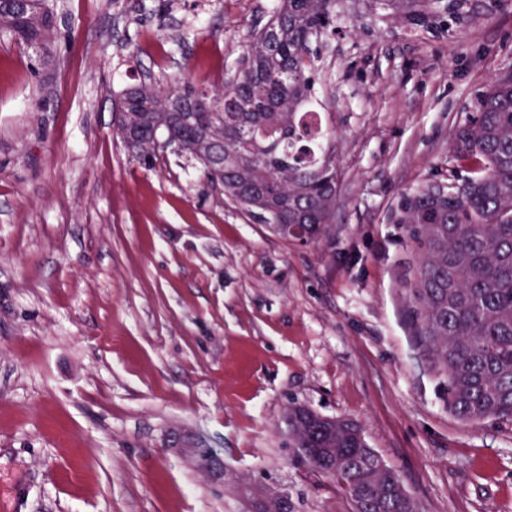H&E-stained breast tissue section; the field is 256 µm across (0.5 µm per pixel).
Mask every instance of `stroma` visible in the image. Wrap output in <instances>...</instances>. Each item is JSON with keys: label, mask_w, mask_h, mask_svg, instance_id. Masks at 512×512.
I'll use <instances>...</instances> for the list:
<instances>
[{"label": "stroma", "mask_w": 512, "mask_h": 512, "mask_svg": "<svg viewBox=\"0 0 512 512\" xmlns=\"http://www.w3.org/2000/svg\"><path fill=\"white\" fill-rule=\"evenodd\" d=\"M461 25L337 0L319 85L341 171L335 232L291 244L165 152L113 137L142 78L220 87L273 0H57L53 65L0 37V512H350L292 465L296 402L348 419L416 512H512V424L458 421L408 317L418 253L398 222L448 182L455 127L512 76V0ZM224 458L217 481L184 444ZM249 502L254 499V506L250 508V512H290L288 500L283 499L280 493H270L257 496L254 498L253 490L246 492Z\"/></svg>", "instance_id": "obj_1"}]
</instances>
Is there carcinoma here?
<instances>
[{"mask_svg":"<svg viewBox=\"0 0 512 512\" xmlns=\"http://www.w3.org/2000/svg\"><path fill=\"white\" fill-rule=\"evenodd\" d=\"M392 10L413 25L442 24L455 13L446 0H390ZM0 0V34L27 47L55 43L57 29L35 25ZM336 0H277L265 24L241 45L237 75L218 92H206L211 108L183 119L170 112L199 89L184 83L168 90L145 84L130 96L144 156H158L156 140L172 138L186 148L210 146L224 154L218 187L254 220L275 224L303 217L308 242L330 236L339 174L330 145L333 113L318 99V44L336 35ZM451 156L466 168L452 181L406 198L398 223L418 249L408 308L430 368L448 383V408L459 421H512V80L500 79L480 94L477 115L457 127ZM309 409L292 404L284 417L293 461L328 479L351 512H370L358 494L371 488L381 512H415L395 488L392 470L371 457L356 426L324 422L311 432ZM326 448L336 465L313 463L302 449Z\"/></svg>","mask_w":512,"mask_h":512,"instance_id":"carcinoma-1","label":"carcinoma"}]
</instances>
